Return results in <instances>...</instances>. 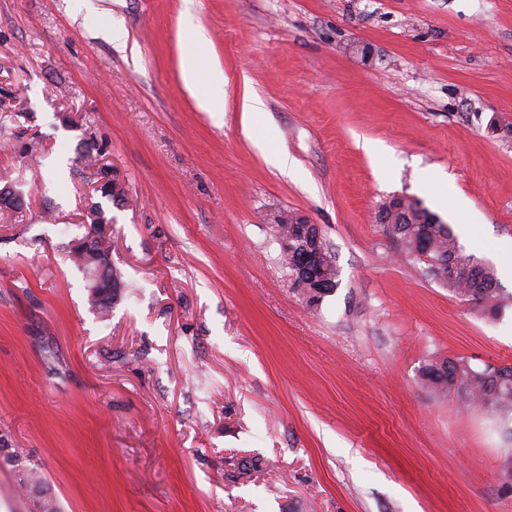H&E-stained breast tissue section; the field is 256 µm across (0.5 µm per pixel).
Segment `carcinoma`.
<instances>
[{
  "instance_id": "carcinoma-1",
  "label": "carcinoma",
  "mask_w": 512,
  "mask_h": 512,
  "mask_svg": "<svg viewBox=\"0 0 512 512\" xmlns=\"http://www.w3.org/2000/svg\"><path fill=\"white\" fill-rule=\"evenodd\" d=\"M82 158L85 167L92 170V176L101 180L109 177L100 189L101 194L116 200H127L126 190L120 179L112 175V171L100 164L99 154L93 147L83 150ZM402 209L393 216L394 223L383 225L384 230L396 237L407 259L430 258L439 262L437 280L448 286V289L470 301L488 300L499 291L498 281L492 267L482 263L476 257L464 252L451 227L418 201L398 202L390 196L382 201L379 210L392 207ZM91 231L85 238L73 246V261L86 270L89 275L95 274L107 282L104 288V301L97 302L89 298L91 305L105 315L112 309L117 298L116 288L118 273L107 262L109 246L106 238L98 231V226L106 223L104 212L99 208L90 211ZM288 242L292 249L281 250L285 268L292 271L296 259L300 256V235L293 227H288ZM312 252H322V258L315 260L314 269L319 278V288L308 286V280L300 279L293 283V290L310 308L318 307L323 299L334 292L338 286V267L324 240H308ZM501 376L490 377L485 370L475 369L463 359L448 358L433 360L428 363L422 373V383L437 394L457 393L467 406L484 408L500 419L512 420V366L499 367ZM25 476L18 479V485L26 493L31 494L36 488L48 491L46 479L33 468H23Z\"/></svg>"
}]
</instances>
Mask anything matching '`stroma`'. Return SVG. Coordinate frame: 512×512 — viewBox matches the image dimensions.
<instances>
[{
	"label": "stroma",
	"instance_id": "35a3bbf8",
	"mask_svg": "<svg viewBox=\"0 0 512 512\" xmlns=\"http://www.w3.org/2000/svg\"><path fill=\"white\" fill-rule=\"evenodd\" d=\"M0 0V448L59 512H512V426L421 383L512 366V277L468 301L401 256L392 195L512 258V0ZM224 71V121L185 89ZM258 96L273 167L242 126ZM94 141L123 183L95 189ZM378 143L376 153L363 144ZM100 206L118 299L72 244ZM318 225L339 284L293 291L269 218ZM182 79L188 91L195 96L198 107L205 112H213L215 120L223 121V101L213 96L198 94V88L201 83H207L214 88L222 89L224 71L219 68L201 69L195 60H187L182 64ZM94 148L91 146H86L83 150L82 158L85 163V167L89 170H93L91 173L92 176L97 178V188H100L105 179L103 177L108 176L109 180L104 183V186L99 189L102 195H105L111 198L113 201L118 199L120 201H127L126 190L124 188L123 183L120 182L119 178L112 175V171L105 165L100 164L99 153L96 150V153H93Z\"/></svg>",
	"mask_w": 512,
	"mask_h": 512
}]
</instances>
